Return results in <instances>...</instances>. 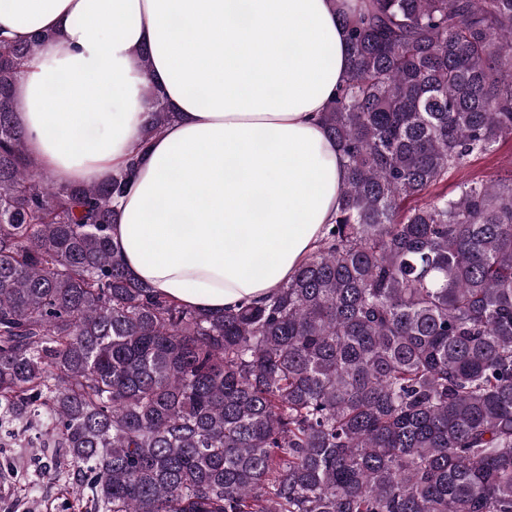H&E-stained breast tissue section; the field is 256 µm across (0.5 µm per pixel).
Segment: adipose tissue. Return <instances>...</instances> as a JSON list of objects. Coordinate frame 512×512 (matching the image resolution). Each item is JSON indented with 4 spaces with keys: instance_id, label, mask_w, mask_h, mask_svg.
<instances>
[{
    "instance_id": "ef3b65f1",
    "label": "adipose tissue",
    "mask_w": 512,
    "mask_h": 512,
    "mask_svg": "<svg viewBox=\"0 0 512 512\" xmlns=\"http://www.w3.org/2000/svg\"><path fill=\"white\" fill-rule=\"evenodd\" d=\"M340 0H0L31 60L27 153L59 182L128 164L157 83L176 116L149 143L110 236L131 275L186 307L260 301L314 251L344 160L322 115L348 66Z\"/></svg>"
}]
</instances>
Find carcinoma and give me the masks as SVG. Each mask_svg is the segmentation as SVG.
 Here are the masks:
<instances>
[{
  "instance_id": "obj_1",
  "label": "carcinoma",
  "mask_w": 512,
  "mask_h": 512,
  "mask_svg": "<svg viewBox=\"0 0 512 512\" xmlns=\"http://www.w3.org/2000/svg\"><path fill=\"white\" fill-rule=\"evenodd\" d=\"M334 221L267 301L189 309L111 248L135 163L60 184L0 31V428L76 512H512V0H346ZM139 151L175 118L152 83ZM479 179L483 182L512 178V136L501 139L491 152L474 154L465 167L448 176V196L455 194L461 180Z\"/></svg>"
}]
</instances>
